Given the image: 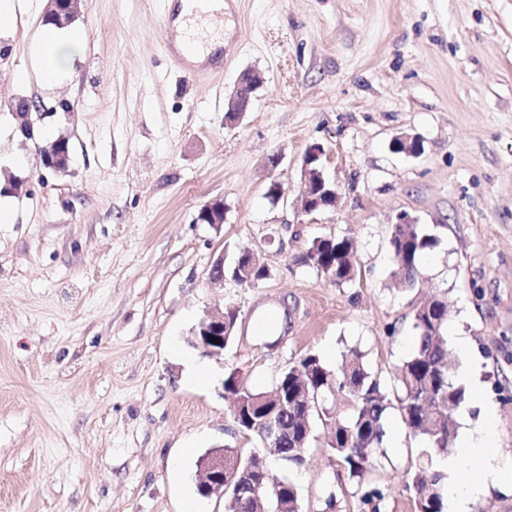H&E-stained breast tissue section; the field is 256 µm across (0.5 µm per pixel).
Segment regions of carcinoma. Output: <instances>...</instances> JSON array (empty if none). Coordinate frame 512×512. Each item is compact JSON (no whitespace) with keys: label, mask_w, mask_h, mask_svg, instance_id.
<instances>
[{"label":"carcinoma","mask_w":512,"mask_h":512,"mask_svg":"<svg viewBox=\"0 0 512 512\" xmlns=\"http://www.w3.org/2000/svg\"><path fill=\"white\" fill-rule=\"evenodd\" d=\"M436 238L422 224H403L392 233L390 246L395 264L390 277L397 287L413 288L421 276L419 260L422 254L436 246ZM330 254V268L326 277L341 287L355 278L353 245L348 237L326 240L319 238L298 258L309 265L314 258ZM412 325L417 344L413 351L392 371V385L367 369L356 351L343 356L336 371L329 370L319 355L308 353L289 366L280 377L288 386V403L296 407L280 411L284 416L281 447L288 456V472L305 467L307 458L290 454L292 441L313 439L312 421L319 417L329 427L327 446L348 478L362 483L376 467L377 454L383 447L384 429L392 399H397L403 422L415 436L423 439L427 460L433 456L445 457L455 448L456 423L448 418L465 400V389L455 383L448 367V311L443 299L436 297L413 307ZM226 392L235 399L248 403L266 396L252 390L246 383L231 375L224 381ZM343 397L350 413L344 418L323 411L330 399ZM224 459L228 467L254 480L259 459L241 448L224 445ZM441 475L423 463L407 474V487L415 495L417 512H444V494ZM227 497L236 502L237 512H254L256 504L238 494L232 484L227 485ZM300 512V499L293 481L280 490V496L271 500V510Z\"/></svg>","instance_id":"cac0c4a2"}]
</instances>
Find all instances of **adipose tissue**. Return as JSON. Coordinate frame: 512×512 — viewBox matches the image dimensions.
<instances>
[{
  "mask_svg": "<svg viewBox=\"0 0 512 512\" xmlns=\"http://www.w3.org/2000/svg\"><path fill=\"white\" fill-rule=\"evenodd\" d=\"M44 42L48 61L41 69L45 82H53L84 45L75 33L47 27ZM495 420L491 407H483L478 419L463 418L456 447L442 460L444 512H472L477 500L489 490L512 486V462L503 460L495 442Z\"/></svg>",
  "mask_w": 512,
  "mask_h": 512,
  "instance_id": "1",
  "label": "adipose tissue"
}]
</instances>
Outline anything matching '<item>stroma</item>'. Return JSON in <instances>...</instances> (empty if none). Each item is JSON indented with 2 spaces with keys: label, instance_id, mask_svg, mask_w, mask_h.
Returning <instances> with one entry per match:
<instances>
[{
  "label": "stroma",
  "instance_id": "35a3bbf8",
  "mask_svg": "<svg viewBox=\"0 0 512 512\" xmlns=\"http://www.w3.org/2000/svg\"><path fill=\"white\" fill-rule=\"evenodd\" d=\"M0 26V168L28 179L4 193L0 223V512H224L196 495L197 462L235 441L224 381L271 391L306 353L335 369L358 350L389 379L411 351L413 306L439 295L448 332L482 369L455 419L492 403L512 458V0H224V68L185 74L166 52L160 0H82L86 43L56 82L34 68L46 0ZM262 84L232 129L224 104L241 72ZM20 95L72 107L22 142ZM70 138L71 171L40 165ZM416 138L417 154L394 139ZM323 146L336 206L299 214L302 165ZM277 168H270L271 157ZM287 191L267 196L271 180ZM224 222H196L208 201ZM407 214L438 243L419 284L393 287L392 224ZM346 236L356 276L336 286L299 256ZM251 250L269 271L253 288L212 283L216 261ZM235 307L236 341L208 357L189 338L205 311ZM271 310L276 332L252 324ZM212 373L184 381L190 362ZM360 485L313 422L295 473L301 512H415L406 473L422 443L398 408ZM179 479H171V466Z\"/></svg>",
  "mask_w": 512,
  "mask_h": 512
}]
</instances>
